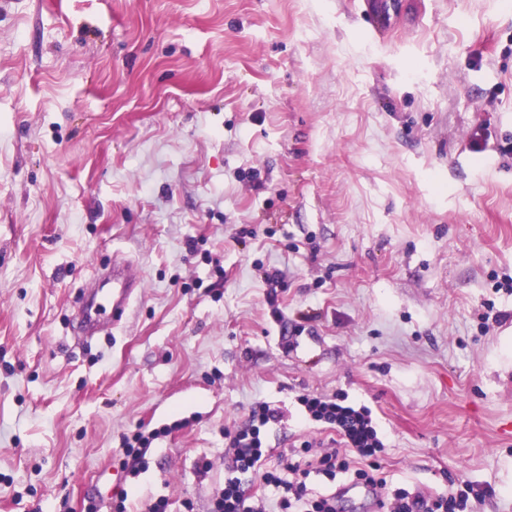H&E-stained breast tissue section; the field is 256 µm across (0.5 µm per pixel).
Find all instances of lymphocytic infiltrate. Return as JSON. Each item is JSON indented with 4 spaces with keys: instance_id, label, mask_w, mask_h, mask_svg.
Wrapping results in <instances>:
<instances>
[{
    "instance_id": "f902f5d3",
    "label": "lymphocytic infiltrate",
    "mask_w": 512,
    "mask_h": 512,
    "mask_svg": "<svg viewBox=\"0 0 512 512\" xmlns=\"http://www.w3.org/2000/svg\"><path fill=\"white\" fill-rule=\"evenodd\" d=\"M298 402L307 418L328 424L342 437L344 452L317 453L311 444L295 449L296 459L283 472L273 473L264 468L269 450L265 431L277 420L267 403H256L247 424L231 440L230 476L215 501V512H266L268 500H276L283 512H337V487L363 484L376 490L385 512H466L470 500H483L493 495V488L465 485L457 493L427 499L404 490H389L387 480L380 476L375 461L384 451L383 436L366 405L346 401L345 397L328 398L317 395L299 396ZM259 475L268 498L252 499L241 474ZM324 480L323 489L312 486V477Z\"/></svg>"
}]
</instances>
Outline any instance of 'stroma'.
Wrapping results in <instances>:
<instances>
[{"label":"stroma","instance_id":"obj_1","mask_svg":"<svg viewBox=\"0 0 512 512\" xmlns=\"http://www.w3.org/2000/svg\"><path fill=\"white\" fill-rule=\"evenodd\" d=\"M375 8L0 0V512H210L254 402L275 470L339 391L389 489L512 512V0ZM112 325L123 320L135 288H142V278L128 262L112 267ZM150 436L153 437V434L148 433V435H146L144 432L139 431L134 434L131 439H126L124 443L125 453L127 457L131 456L135 462L134 466L129 470L130 476H137L139 465L143 463L148 449L147 447L150 444Z\"/></svg>","mask_w":512,"mask_h":512}]
</instances>
